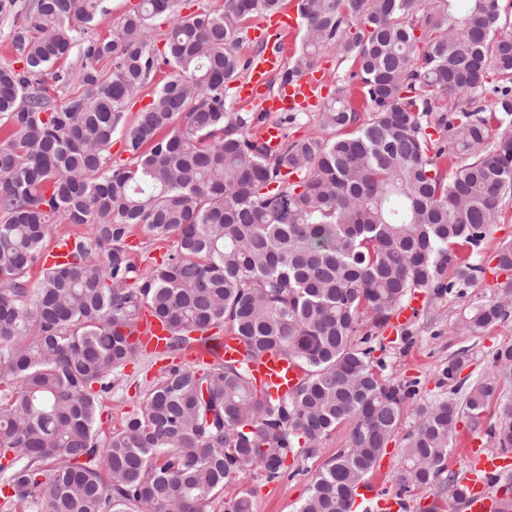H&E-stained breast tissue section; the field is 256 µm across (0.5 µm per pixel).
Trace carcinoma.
<instances>
[{
	"label": "carcinoma",
	"mask_w": 512,
	"mask_h": 512,
	"mask_svg": "<svg viewBox=\"0 0 512 512\" xmlns=\"http://www.w3.org/2000/svg\"><path fill=\"white\" fill-rule=\"evenodd\" d=\"M108 2L35 0L12 36L21 65H0V512H208L220 499L224 512H253L250 489L224 498L237 475L276 481L288 457L312 455L344 423L348 446L297 512H348L409 415L397 492L439 480L462 500L461 480L442 477L460 414L477 423L496 401L489 434L512 447L501 388L512 348L467 387L465 359L450 360L441 393L417 405V382L382 375L384 347L363 316L381 327L412 292L462 296L484 272L458 248L480 251L512 200V2L299 0L300 46L281 82L315 69L327 48L351 66L321 107L320 134H285L274 150L253 135L262 117L229 111L224 89L249 68L236 51L247 22L284 0H224L220 15L187 16L180 0H139L97 37ZM161 65L172 75L127 123ZM444 98L448 114L436 117ZM118 133L124 164L112 163ZM63 221L86 231L53 257L46 240ZM137 225L170 243L144 273L127 242ZM495 260L512 271V241ZM145 311L167 325L172 356L193 342L214 351L231 333L255 356L292 361L301 381L274 400L243 364H173L105 434L103 397L138 355L128 335ZM511 316L512 280L463 328Z\"/></svg>",
	"instance_id": "1"
}]
</instances>
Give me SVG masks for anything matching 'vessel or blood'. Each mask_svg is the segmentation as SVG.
Segmentation results:
<instances>
[{"mask_svg": "<svg viewBox=\"0 0 512 512\" xmlns=\"http://www.w3.org/2000/svg\"><path fill=\"white\" fill-rule=\"evenodd\" d=\"M284 61V49L268 47L253 62L250 75L238 84L239 100L261 105L268 113L292 112L316 105L325 77L314 72L295 78L279 94L269 93L267 80L282 68ZM168 336L165 325L146 315L137 323L130 340L145 353L161 360L165 357ZM219 354L227 361H247L257 389L275 398L293 391L301 379L297 366L277 353L268 352L258 359L248 360L244 342L230 334L224 335ZM464 457L463 478L468 484V493L461 505L463 512H512V498L496 490L493 483L500 466L498 457L486 455L476 448L465 449ZM409 508L406 500L394 495L378 499L363 494L354 498L350 512H408Z\"/></svg>", "mask_w": 512, "mask_h": 512, "instance_id": "vessel-or-blood-1", "label": "vessel or blood"}]
</instances>
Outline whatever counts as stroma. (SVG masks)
<instances>
[{"label":"stroma","instance_id":"obj_1","mask_svg":"<svg viewBox=\"0 0 512 512\" xmlns=\"http://www.w3.org/2000/svg\"><path fill=\"white\" fill-rule=\"evenodd\" d=\"M511 239L512 201H509L503 206L491 237L474 257L475 262L485 269L475 285L467 288L460 297L426 292L421 308L401 335L391 334L386 326L375 329V336L385 345L381 354L386 364L385 376L402 382L418 381V401L431 400L437 394L439 373L448 359L458 355L465 357L466 366L461 376L471 383L492 370V355L496 350L512 347V319L477 333L461 329L462 321L472 306L496 296L499 283L507 279V272L497 269L494 256L498 243ZM163 372V363L149 357H139L128 363L121 384L113 389L112 398L102 413V429L109 431L120 427L123 416L141 405L148 390L161 380ZM496 411L495 404L487 405L482 416L484 425L479 429L473 428L468 415L460 416L456 441L446 463L447 472L458 473L467 445L477 442L486 450L497 451L496 442L485 430L486 424L495 421ZM414 426L413 418L403 420L384 452L382 466L367 476L365 483L373 492L380 495L396 492L394 476L405 437ZM348 439V426H338L316 453L287 460V471L280 480L265 481L261 472L253 469L240 474L235 485L253 490L255 512H296L309 495L316 474L341 448L347 446Z\"/></svg>","mask_w":512,"mask_h":512}]
</instances>
